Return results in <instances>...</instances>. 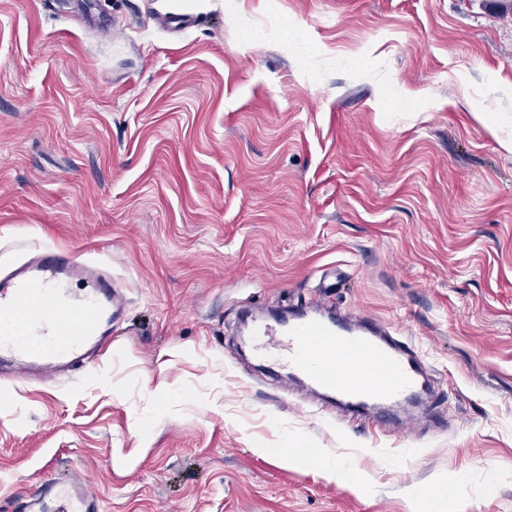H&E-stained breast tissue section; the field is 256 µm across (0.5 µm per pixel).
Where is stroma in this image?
Segmentation results:
<instances>
[{
    "label": "stroma",
    "mask_w": 512,
    "mask_h": 512,
    "mask_svg": "<svg viewBox=\"0 0 512 512\" xmlns=\"http://www.w3.org/2000/svg\"><path fill=\"white\" fill-rule=\"evenodd\" d=\"M503 113L494 0H0V272L57 246L125 300L86 370L0 379V512L76 474L103 512H512ZM310 304L411 341L426 410L241 356L245 310Z\"/></svg>",
    "instance_id": "35a3bbf8"
}]
</instances>
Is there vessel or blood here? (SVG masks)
Masks as SVG:
<instances>
[{"label": "vessel or blood", "mask_w": 512, "mask_h": 512, "mask_svg": "<svg viewBox=\"0 0 512 512\" xmlns=\"http://www.w3.org/2000/svg\"><path fill=\"white\" fill-rule=\"evenodd\" d=\"M124 300L97 261L43 246L0 274V375L55 380L79 369L112 340ZM256 355L270 367L308 380L355 412L381 416L388 402L414 393L427 380L412 345L383 338L367 316L284 322L255 320ZM14 512H100L86 479L43 481L20 496Z\"/></svg>", "instance_id": "obj_1"}]
</instances>
